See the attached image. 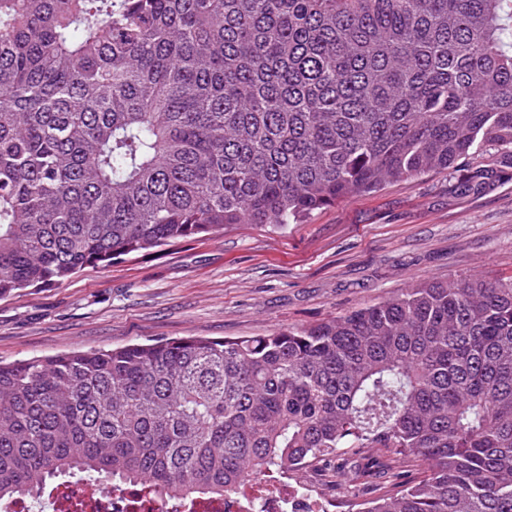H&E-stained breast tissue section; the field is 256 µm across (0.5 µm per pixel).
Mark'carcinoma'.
<instances>
[{
	"label": "carcinoma",
	"instance_id": "cac0c4a2",
	"mask_svg": "<svg viewBox=\"0 0 512 512\" xmlns=\"http://www.w3.org/2000/svg\"><path fill=\"white\" fill-rule=\"evenodd\" d=\"M449 169L456 199L512 179V0H0V298ZM388 452L419 476L358 512H512V281L0 363V501Z\"/></svg>",
	"mask_w": 512,
	"mask_h": 512
}]
</instances>
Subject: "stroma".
Returning a JSON list of instances; mask_svg holds the SVG:
<instances>
[{"label":"stroma","mask_w":512,"mask_h":512,"mask_svg":"<svg viewBox=\"0 0 512 512\" xmlns=\"http://www.w3.org/2000/svg\"><path fill=\"white\" fill-rule=\"evenodd\" d=\"M450 174L393 182L276 229L236 224L0 299V361L185 336H262L383 301L423 281L512 280V180L449 196ZM341 458L289 474L347 512L375 487Z\"/></svg>","instance_id":"35a3bbf8"}]
</instances>
